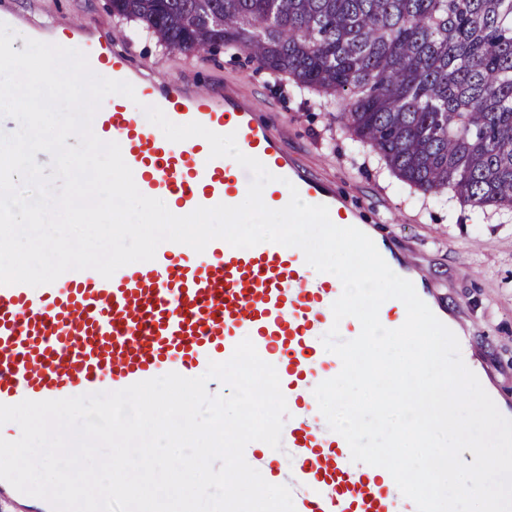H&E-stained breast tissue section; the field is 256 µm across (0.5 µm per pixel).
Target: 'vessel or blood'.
Wrapping results in <instances>:
<instances>
[{"instance_id": "1", "label": "vessel or blood", "mask_w": 512, "mask_h": 512, "mask_svg": "<svg viewBox=\"0 0 512 512\" xmlns=\"http://www.w3.org/2000/svg\"><path fill=\"white\" fill-rule=\"evenodd\" d=\"M79 42L92 70L128 81L142 104L159 106L172 122L235 133L242 152L277 177L265 189L268 207L287 204L294 186L301 199L327 205L331 219L353 225L335 190L291 159L255 99L231 85L219 92L162 87L110 44L89 36ZM92 128L101 140L119 144L140 192L168 200L178 215L237 204L249 186V172L233 159L211 157L204 138L173 143L158 136L145 113L130 110L127 97L113 96ZM373 241L439 320L455 328L433 279L405 261L391 239ZM342 290L340 280L314 275L299 248H235L222 240L193 257L185 245L162 243L154 260L124 266L108 279L86 269L37 288L0 285V404L115 391L161 372L187 377L228 360L248 338L275 366L286 399L282 433L298 458L287 481L296 512H417L386 469L352 462L347 441L312 412L314 388L342 367L338 356L325 353L322 336L334 325L346 340L361 330L356 318L333 317ZM2 497L22 503L25 512H48L38 498L0 480Z\"/></svg>"}]
</instances>
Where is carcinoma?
Wrapping results in <instances>:
<instances>
[{"instance_id": "cac0c4a2", "label": "carcinoma", "mask_w": 512, "mask_h": 512, "mask_svg": "<svg viewBox=\"0 0 512 512\" xmlns=\"http://www.w3.org/2000/svg\"><path fill=\"white\" fill-rule=\"evenodd\" d=\"M184 52L209 46L339 103L403 185L512 212V0H109Z\"/></svg>"}]
</instances>
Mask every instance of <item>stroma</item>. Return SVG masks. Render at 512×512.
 Segmentation results:
<instances>
[{"label":"stroma","mask_w":512,"mask_h":512,"mask_svg":"<svg viewBox=\"0 0 512 512\" xmlns=\"http://www.w3.org/2000/svg\"><path fill=\"white\" fill-rule=\"evenodd\" d=\"M7 7L22 16L14 49H24L22 34L32 25L48 43L56 27L93 29L158 83L217 89L235 83L253 93L263 119L293 159L330 183L349 207L380 224L406 259L433 274L439 294L461 315L458 326L473 361L488 364L494 394L512 400V213L491 209L478 218L455 200L433 205L422 193H399L384 163L370 150L355 149L340 131L335 111L321 106L318 95L295 92L286 81L271 82L220 49L169 55L156 41L133 37L130 23L112 15L108 0H0V9Z\"/></svg>","instance_id":"stroma-1"}]
</instances>
